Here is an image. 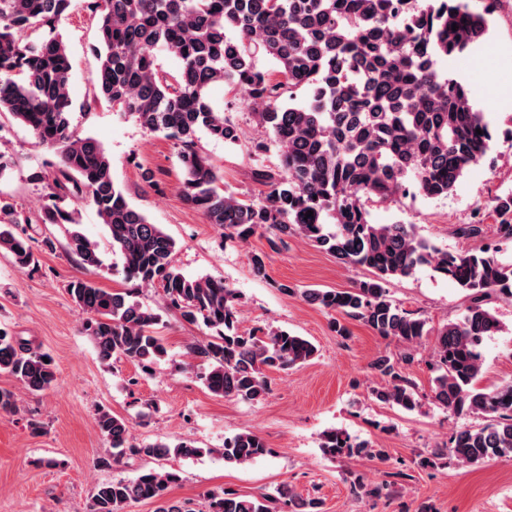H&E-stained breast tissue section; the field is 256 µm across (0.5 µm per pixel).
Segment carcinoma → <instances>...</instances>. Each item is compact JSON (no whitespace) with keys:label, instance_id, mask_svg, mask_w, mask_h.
<instances>
[{"label":"carcinoma","instance_id":"carcinoma-1","mask_svg":"<svg viewBox=\"0 0 512 512\" xmlns=\"http://www.w3.org/2000/svg\"><path fill=\"white\" fill-rule=\"evenodd\" d=\"M73 0H0V112L9 113L40 143L55 150L56 175L40 222L64 229L66 245L89 274L101 269L99 246L79 228L71 204L89 201L121 253L126 281L159 285L167 309L200 321L217 335L188 345L214 395L258 403L269 393L267 373L309 362L317 348L286 330H239L233 289L211 277H187L174 264L176 241L135 208L112 179L100 143L71 128V60L57 32ZM497 0L482 9L469 0H87L97 20L99 67L93 81L112 111L147 132L175 141L179 192L190 208L224 236L247 240L260 230L277 249L304 237L343 264L373 277L344 290L305 289L304 299L328 313L358 320L375 334L407 345L396 357L380 355L371 368L381 377L379 402L413 411L417 386L402 369L415 346L434 336L430 369L433 399L456 416L481 417L450 438L448 458L473 465L512 454V382L477 386L484 341L501 330L481 298L493 291L512 297V264L486 251L450 254L419 237L411 224H376L370 204L392 203L410 193L448 195L468 167L487 155L493 132L474 108L462 82L442 75L440 59L463 54L490 30ZM179 61L171 73L157 52ZM276 68L267 71L259 60ZM232 85L255 107L252 116L279 153L277 169L256 168L259 198L224 189L223 177L198 145V133L234 143L238 128L213 108L208 91ZM303 102L296 103L297 97ZM482 134H477L476 130ZM313 215L305 217L307 211ZM499 237L512 239V196L496 201ZM0 253L24 270L39 267L30 239L0 227ZM422 265L469 292L462 316L443 326L390 299L388 283ZM69 295L87 315L84 330L100 361L125 359L145 371L167 355L156 327L162 316L131 291H107L84 278ZM49 354L0 329V371L31 393L57 381ZM97 427L112 448L108 465L128 457H193L190 442L138 444L128 422L108 410ZM330 457L380 448L355 443L342 429L322 433ZM270 453L265 440L244 431L224 439V462L245 465ZM180 481L175 471L149 469L132 479L97 485L89 512H125L150 500L156 512H193L168 497ZM207 512H319L320 503L298 501L283 484L274 494L243 495L224 488L207 493Z\"/></svg>","mask_w":512,"mask_h":512}]
</instances>
